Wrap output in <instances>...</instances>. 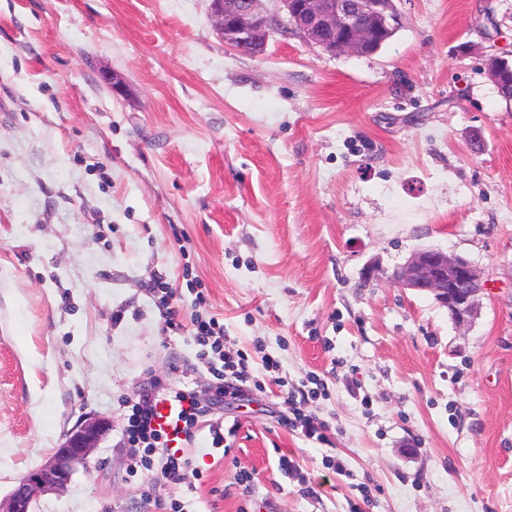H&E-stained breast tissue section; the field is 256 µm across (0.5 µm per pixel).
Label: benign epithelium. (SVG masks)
<instances>
[{
	"instance_id": "7a95c632",
	"label": "benign epithelium",
	"mask_w": 512,
	"mask_h": 512,
	"mask_svg": "<svg viewBox=\"0 0 512 512\" xmlns=\"http://www.w3.org/2000/svg\"><path fill=\"white\" fill-rule=\"evenodd\" d=\"M266 0H210L214 27L224 44L239 53L257 54L273 34L293 32L304 43L331 55L376 53L396 32L401 17L395 0H275L277 11ZM508 59L494 57L488 76L502 85ZM399 287L433 295L448 309L455 324H469L477 314L483 283L465 257L440 249H421L394 276ZM112 421L90 417L65 436L64 442L40 467L15 480L0 499V512H31L41 494L64 491L73 475L85 468Z\"/></svg>"
}]
</instances>
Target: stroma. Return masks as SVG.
Returning <instances> with one entry per match:
<instances>
[{
    "label": "stroma",
    "instance_id": "35a3bbf8",
    "mask_svg": "<svg viewBox=\"0 0 512 512\" xmlns=\"http://www.w3.org/2000/svg\"><path fill=\"white\" fill-rule=\"evenodd\" d=\"M397 7L372 55L278 33L245 55L209 0H0L1 495L100 416L33 512H512V104L486 73L512 0ZM424 248L478 269L471 324L394 283ZM187 269L254 374L327 384L304 406L326 442L273 387L225 405L226 449L199 433L196 488L128 477L126 399L207 384L146 292L164 273L194 313ZM309 383L314 384L315 388L303 390L301 388L288 389L287 398L284 400L288 404V417L284 418L282 423L294 432H298L306 440H316L318 442L326 441L325 431L327 426L323 422H318L315 418L305 414L304 410L297 405L305 404L322 395L324 385L315 377H312ZM296 393L300 395V401L297 403Z\"/></svg>",
    "mask_w": 512,
    "mask_h": 512
}]
</instances>
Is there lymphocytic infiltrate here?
Returning <instances> with one entry per match:
<instances>
[{
  "label": "lymphocytic infiltrate",
  "instance_id": "f902f5d3",
  "mask_svg": "<svg viewBox=\"0 0 512 512\" xmlns=\"http://www.w3.org/2000/svg\"><path fill=\"white\" fill-rule=\"evenodd\" d=\"M161 319L160 332H188L198 348L196 358L211 377L207 396H200L195 390L177 385L147 389L127 401L128 425L125 429L126 443L130 449L127 463L129 476L142 471L156 472L163 483L184 484L189 480H201V473L192 468V460L186 447L172 448L168 445L165 431L154 424L155 408L160 401H167L175 413V426L183 433L187 443L193 442L200 431H209L213 445L224 442L223 421L213 415L215 406L226 396L243 393L264 392L266 384L287 386L288 380L281 374L278 359L267 355L263 368L268 372L267 380H259L251 374V356L248 351L233 346L224 334V323L214 315L200 313L183 316L178 303V290L165 275L155 274L148 290ZM323 385L288 394V415L284 426L298 432L308 440L324 441L326 426L305 414L303 402L321 396Z\"/></svg>",
  "mask_w": 512,
  "mask_h": 512
}]
</instances>
